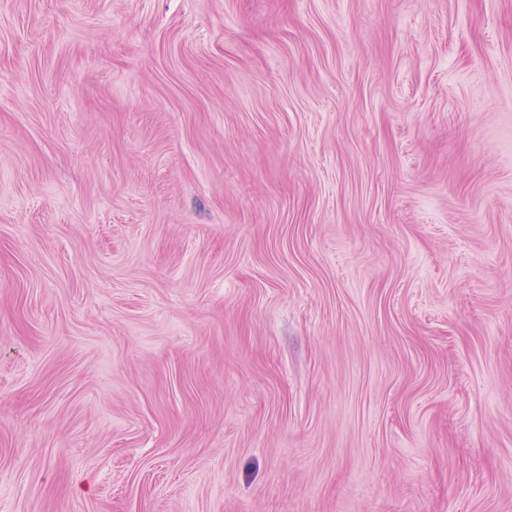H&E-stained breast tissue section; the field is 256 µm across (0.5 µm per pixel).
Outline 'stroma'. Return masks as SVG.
I'll use <instances>...</instances> for the list:
<instances>
[{
	"instance_id": "35a3bbf8",
	"label": "stroma",
	"mask_w": 512,
	"mask_h": 512,
	"mask_svg": "<svg viewBox=\"0 0 512 512\" xmlns=\"http://www.w3.org/2000/svg\"><path fill=\"white\" fill-rule=\"evenodd\" d=\"M0 512H512V0H0Z\"/></svg>"
}]
</instances>
